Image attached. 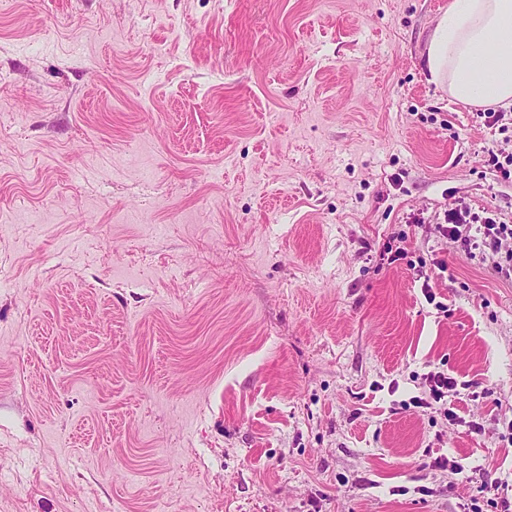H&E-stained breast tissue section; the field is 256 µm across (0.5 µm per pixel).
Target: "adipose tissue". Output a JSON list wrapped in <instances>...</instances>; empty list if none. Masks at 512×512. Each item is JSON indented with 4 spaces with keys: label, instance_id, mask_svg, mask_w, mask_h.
Returning <instances> with one entry per match:
<instances>
[{
    "label": "adipose tissue",
    "instance_id": "obj_1",
    "mask_svg": "<svg viewBox=\"0 0 512 512\" xmlns=\"http://www.w3.org/2000/svg\"><path fill=\"white\" fill-rule=\"evenodd\" d=\"M428 80L454 101L512 106V0H449L425 49Z\"/></svg>",
    "mask_w": 512,
    "mask_h": 512
}]
</instances>
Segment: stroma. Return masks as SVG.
Returning a JSON list of instances; mask_svg holds the SVG:
<instances>
[{
  "instance_id": "obj_1",
  "label": "stroma",
  "mask_w": 512,
  "mask_h": 512,
  "mask_svg": "<svg viewBox=\"0 0 512 512\" xmlns=\"http://www.w3.org/2000/svg\"><path fill=\"white\" fill-rule=\"evenodd\" d=\"M447 7L0 0V512L512 500V281L434 230L512 225V113L427 83ZM467 217L469 219L467 220ZM436 224V231L443 237L451 242H460L463 246L467 247L471 242L472 224L470 223V216L466 210H451L449 214L445 213V223ZM427 380H429L428 396L426 398L417 396L412 398V402L416 407L431 408L434 403L438 404L441 401L442 405L447 404L445 397H448V393L451 391L456 392L457 383L454 378L448 377L447 373L441 371L431 372Z\"/></svg>"
}]
</instances>
